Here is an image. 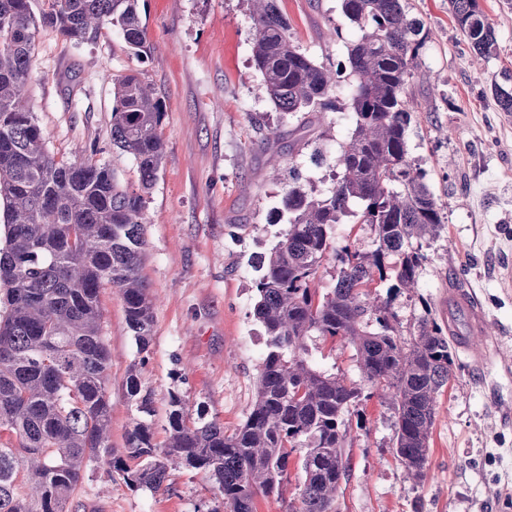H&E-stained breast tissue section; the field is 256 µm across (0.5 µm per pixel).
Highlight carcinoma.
Here are the masks:
<instances>
[{
  "mask_svg": "<svg viewBox=\"0 0 512 512\" xmlns=\"http://www.w3.org/2000/svg\"><path fill=\"white\" fill-rule=\"evenodd\" d=\"M0 0V512H69L86 470L101 459L132 490L162 489L170 464L202 472L227 512H256V498L280 499L299 453L301 507L341 512L354 408L378 397L393 414V452L414 483L428 460L438 396L453 379L457 337L429 306L403 327L397 301L417 287L423 244L445 230L441 205L410 156L407 96L426 35L403 0H342L359 32L347 61L316 64L295 45L278 0H246L252 59L263 90L288 113L330 112L332 94L355 82L354 127L333 165L335 188L317 197L290 186L273 211L287 228L257 268L254 316L266 336L254 401L231 434L198 415L183 396L168 400V443H153L151 394L128 374L131 418L124 453L110 444L111 354L101 333L99 293L117 289L138 353L153 335V300L141 275L143 209L164 163L163 103L135 73L113 80L112 142L131 154L141 188H121L87 156L55 159L26 96L35 36L50 27L77 44L110 24L129 53L151 55L139 0ZM463 41L479 58L497 50L480 0H448ZM365 224L371 245L336 242V225ZM331 288L319 291L321 268ZM351 345L361 381L318 368L309 341Z\"/></svg>",
  "mask_w": 512,
  "mask_h": 512,
  "instance_id": "cac0c4a2",
  "label": "carcinoma"
}]
</instances>
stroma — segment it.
<instances>
[{
  "label": "stroma",
  "mask_w": 512,
  "mask_h": 512,
  "mask_svg": "<svg viewBox=\"0 0 512 512\" xmlns=\"http://www.w3.org/2000/svg\"><path fill=\"white\" fill-rule=\"evenodd\" d=\"M291 37L318 65L335 67L359 36L341 0H278ZM497 52L474 56L448 12V0H406L428 38L407 88L416 112L412 156L446 216L426 244L427 271L416 297L399 304L413 323L428 300L457 335L470 328L449 315L448 294L473 293L487 327L476 338L484 359L455 351V377L438 399L428 463L410 481L392 452V412L378 398L361 405L364 421L348 449L344 512H506L512 508V112L492 84L512 89V0H480ZM153 47L146 63L129 55L105 26L73 44L40 29L27 96L56 160L94 155L135 191L133 157L112 144V81L140 70L165 112V160L145 196L147 245L142 274L154 302L153 339L139 356L117 290L102 288V333L112 354L108 392L112 446L124 450L130 418L127 376L137 368L152 396L154 441L167 439L170 392L189 414L204 412L225 432L241 425L255 398L265 350L253 316L256 259L278 242L269 221L289 172L321 195L335 186L331 167L353 126V88L336 91L325 114L279 111L261 90L251 54L253 22L244 0H141ZM77 75L75 89L67 78ZM322 150L314 160L313 147ZM76 512H222L214 481L171 467L162 490H131L106 462L94 463L73 498Z\"/></svg>",
  "instance_id": "stroma-1"
}]
</instances>
